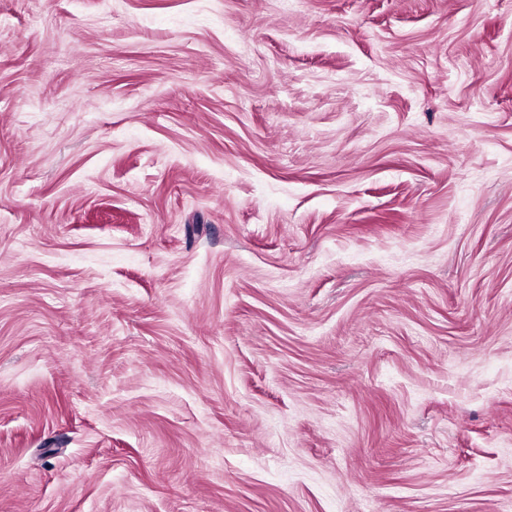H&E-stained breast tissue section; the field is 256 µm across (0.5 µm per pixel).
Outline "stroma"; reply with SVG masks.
Masks as SVG:
<instances>
[{
  "label": "stroma",
  "instance_id": "1",
  "mask_svg": "<svg viewBox=\"0 0 512 512\" xmlns=\"http://www.w3.org/2000/svg\"><path fill=\"white\" fill-rule=\"evenodd\" d=\"M512 504V0H0V512Z\"/></svg>",
  "mask_w": 512,
  "mask_h": 512
}]
</instances>
